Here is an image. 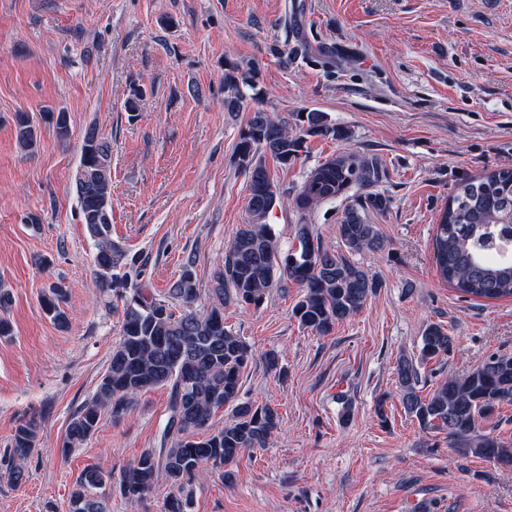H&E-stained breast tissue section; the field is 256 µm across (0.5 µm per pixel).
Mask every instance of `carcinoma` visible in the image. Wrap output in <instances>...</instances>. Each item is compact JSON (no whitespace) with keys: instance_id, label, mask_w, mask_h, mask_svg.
<instances>
[{"instance_id":"obj_1","label":"carcinoma","mask_w":512,"mask_h":512,"mask_svg":"<svg viewBox=\"0 0 512 512\" xmlns=\"http://www.w3.org/2000/svg\"><path fill=\"white\" fill-rule=\"evenodd\" d=\"M258 71L230 63L224 74V107L240 110L244 89H257ZM56 137H69L67 114L46 116ZM21 147L36 143V128L26 112L15 115ZM338 141L351 132L324 112L297 114V130L254 112L241 130L235 160L248 180L249 219L240 227L225 256L224 268L215 277L210 308L197 311L193 304L198 288L192 262H187L171 290L184 305L178 314L165 298L131 283L138 259L112 239V146L91 126L80 146L74 181L81 221L87 227L95 252V287L121 300L120 338L112 348L108 367L93 397L72 415L63 450L79 448L97 430L101 412L119 417L134 396L156 387L170 389L166 434L175 437L168 448L148 450L118 478L99 467L85 469L72 487L70 512H110L112 484L130 501L150 492L164 476L171 492L165 512H189L190 480L196 470L209 465L224 475V464L245 449L266 447L278 429L280 417L268 405L240 398L241 375L254 354L241 336L224 325V305L262 306L268 292L290 280L304 288L292 308L299 325L318 335L328 334L337 323L362 309L378 287L359 264L328 249L311 225H297L298 245L283 251L270 225L265 223L277 203V191L263 162L270 155L280 164L294 162L310 137ZM383 170L374 158L353 152L332 156L307 175L293 203L306 212L322 203L347 196L358 187L381 181ZM388 198L370 193L364 202L352 204L337 225L341 242L352 252L381 251L384 242L376 225L362 211H385ZM512 169H497L466 179L448 197L434 240V259L441 276L460 293L488 300L512 298ZM67 286L57 281L41 296V305L53 323L68 326L62 309ZM452 337L437 324L421 336V357L436 358L449 352ZM396 374L403 390L405 411L425 428L445 431L460 454H475L502 467H512V442L478 429L479 420L512 404V357L492 355L462 376L451 375L431 396L421 397L416 385L419 372L413 362H397ZM231 408V419L213 426L216 410ZM40 423L35 416L19 420L8 452L10 477L16 484L26 477L24 466L36 448Z\"/></svg>"}]
</instances>
